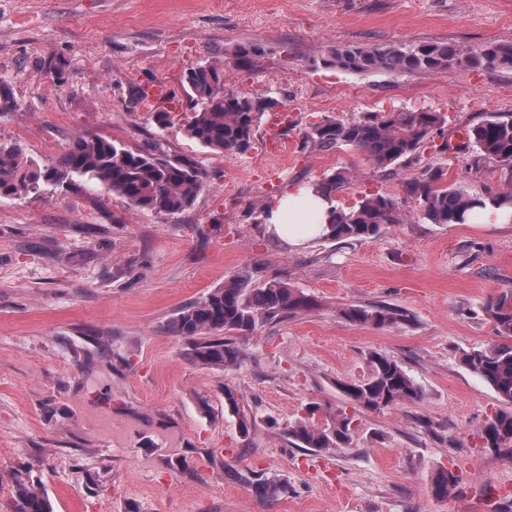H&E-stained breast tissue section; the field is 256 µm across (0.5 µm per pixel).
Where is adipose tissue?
Returning a JSON list of instances; mask_svg holds the SVG:
<instances>
[{"label":"adipose tissue","instance_id":"ef3b65f1","mask_svg":"<svg viewBox=\"0 0 512 512\" xmlns=\"http://www.w3.org/2000/svg\"><path fill=\"white\" fill-rule=\"evenodd\" d=\"M335 203L307 187L277 197L266 208L268 231L298 246L326 232Z\"/></svg>","mask_w":512,"mask_h":512}]
</instances>
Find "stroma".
<instances>
[{
    "mask_svg": "<svg viewBox=\"0 0 512 512\" xmlns=\"http://www.w3.org/2000/svg\"><path fill=\"white\" fill-rule=\"evenodd\" d=\"M245 42L264 53L243 69L233 50ZM424 42H512V0H0V143L48 164L78 135L157 141L208 174L173 217L99 188L0 199V512L26 467L53 512H512L493 498L512 486V448L477 437L501 404L462 362L497 340L483 306L512 288V222L429 224L403 188L428 167L473 195L512 187V171L458 147L467 126L512 115V70L391 75L319 62L332 44ZM205 63L223 66L227 89L292 112L286 155L258 142L212 153L187 136L180 106L158 129L140 88L180 90ZM421 108L447 115L448 151L380 170L355 148L304 140L329 117ZM338 169L353 174L338 207L379 192L404 223L299 248L267 231L270 200ZM247 266L253 287L281 278L315 308L236 337V365L195 363L172 320ZM349 303L391 304L405 319L360 325L339 316ZM375 352L398 361L422 402L353 408V442L338 452L295 445L288 429L307 403H319L321 425L349 407L339 386L366 376ZM228 388L249 434L224 406ZM441 469L461 479L445 499L430 490ZM248 470L287 492L259 497L235 477Z\"/></svg>",
    "mask_w": 512,
    "mask_h": 512,
    "instance_id": "1",
    "label": "stroma"
}]
</instances>
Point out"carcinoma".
Segmentation results:
<instances>
[{
    "instance_id": "carcinoma-1",
    "label": "carcinoma",
    "mask_w": 512,
    "mask_h": 512,
    "mask_svg": "<svg viewBox=\"0 0 512 512\" xmlns=\"http://www.w3.org/2000/svg\"><path fill=\"white\" fill-rule=\"evenodd\" d=\"M263 53L258 44L238 45L233 54L238 65H250ZM320 64L344 71H386L394 74L439 73L453 67L512 69V43H489L466 49L451 43H428L405 47L395 44L359 47L330 45ZM188 110L192 117L187 135L202 147L226 158L250 149L261 117L278 107L277 100L263 95L239 94L225 89L224 68L204 64L192 67L184 76ZM448 123L441 112L398 110L369 115L345 122L327 118L311 126L307 141L315 148L330 151L343 145L362 151L376 168H388L420 153L434 142ZM466 147L478 157L512 170V118L488 119L465 130ZM448 170L427 168L406 182V191L419 205L420 218L430 224H466L478 207L512 209V191L489 192L474 196L446 183ZM206 172L187 155L170 154L158 142L132 148L102 136H78L60 160L40 165L17 145L0 144V199L19 198L37 192L44 185L79 188L85 184L125 198L140 210L175 216L190 208L203 188ZM352 181L351 173L339 170L312 183L316 193L332 197ZM394 200L383 194L364 196L354 206L338 211L323 239L339 242L376 238L387 224H401ZM252 271L243 269L203 300L184 308L171 322L180 336L194 339L191 357L211 368H224L240 361L241 351L231 338L214 333H249L257 325L311 310L315 301L288 283L272 279L262 288L250 287ZM484 313L496 336L504 342L464 353L463 364L486 382L505 408L480 429L486 448L512 446V289L490 298ZM342 318L376 328L405 319L404 312L389 305L367 308L346 304ZM369 372L352 383L340 385L347 400L367 409H382L423 400L420 386L394 359L372 353ZM228 409L239 417L242 434L250 433L251 422L241 412L238 398L224 391ZM315 407L289 426L288 435L303 448L316 452L337 451L352 442L353 417L340 410L323 427L310 421ZM458 482L448 469L431 478L433 496L445 499ZM35 481L21 479L15 490L13 512H52L47 496L36 492ZM287 489V482L263 480L256 491L265 498H276Z\"/></svg>"
}]
</instances>
